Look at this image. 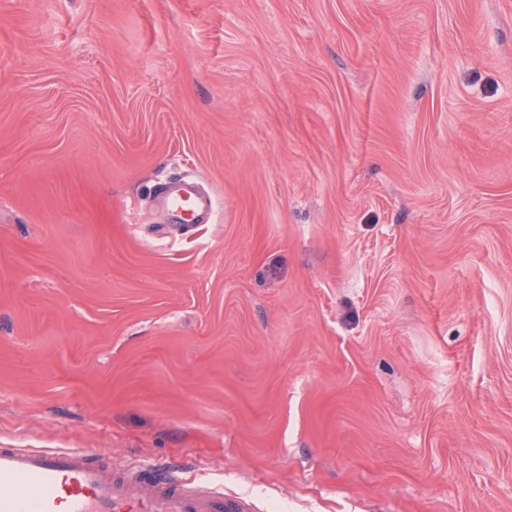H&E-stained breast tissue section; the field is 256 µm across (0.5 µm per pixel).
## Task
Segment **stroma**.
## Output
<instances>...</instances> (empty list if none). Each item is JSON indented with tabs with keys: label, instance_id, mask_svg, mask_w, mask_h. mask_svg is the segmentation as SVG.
<instances>
[{
	"label": "stroma",
	"instance_id": "1",
	"mask_svg": "<svg viewBox=\"0 0 512 512\" xmlns=\"http://www.w3.org/2000/svg\"><path fill=\"white\" fill-rule=\"evenodd\" d=\"M1 447L512 512V0H0ZM160 194L167 201L171 212L178 213L182 209V202L186 196L191 198L193 211L197 213L210 214L215 207V200L210 195H193L182 184L165 183L160 186Z\"/></svg>",
	"mask_w": 512,
	"mask_h": 512
}]
</instances>
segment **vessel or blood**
Returning <instances> with one entry per match:
<instances>
[{
    "instance_id": "vessel-or-blood-1",
    "label": "vessel or blood",
    "mask_w": 512,
    "mask_h": 512,
    "mask_svg": "<svg viewBox=\"0 0 512 512\" xmlns=\"http://www.w3.org/2000/svg\"><path fill=\"white\" fill-rule=\"evenodd\" d=\"M160 193L171 212L191 199L197 213H211L215 200L190 195L181 184ZM0 512H252L247 499L201 495L168 473L118 471L84 451L0 448Z\"/></svg>"
}]
</instances>
